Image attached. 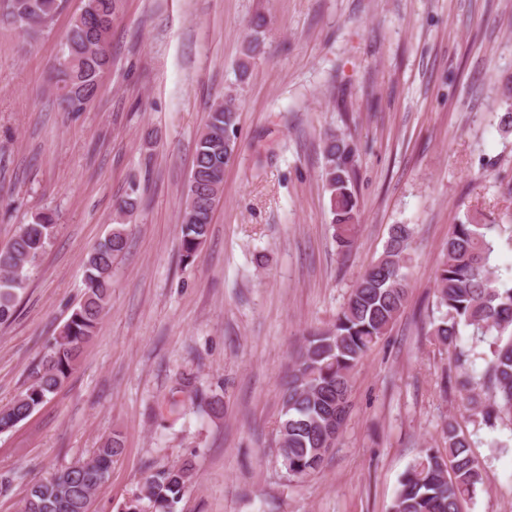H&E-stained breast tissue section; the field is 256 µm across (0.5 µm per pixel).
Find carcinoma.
<instances>
[{
  "mask_svg": "<svg viewBox=\"0 0 512 512\" xmlns=\"http://www.w3.org/2000/svg\"><path fill=\"white\" fill-rule=\"evenodd\" d=\"M62 0H0V25L35 36L53 21ZM120 0H85L82 12L67 29L61 57L53 76L57 99L66 112H80L98 90V77L112 65V20ZM265 20L256 16L244 37L241 75L262 50ZM237 111L230 102L210 108L196 143L184 207L180 215V262L194 263L206 243L211 215L222 195L224 171L237 142ZM355 146L343 134L328 132L322 140V187L328 194L334 237L350 249L358 235V199L355 191ZM141 199L129 187L117 202L121 213H131ZM57 215L36 214L0 249V323L15 314L30 270L52 239ZM494 228L473 214L454 225L443 260L435 274V304L439 316L431 322L430 342L452 351L457 370L454 386L468 406L473 423L493 429L512 423V287L506 288L489 264L493 251L488 232ZM413 230L392 226L382 254L358 278L333 325L306 337L292 361L284 384L281 418L274 452L291 478L319 473L345 422L352 375L370 349L391 331L403 313L412 263ZM125 224H114L107 237L85 260V291L57 337L34 368L33 383L12 403L0 409V433L12 430L44 404L70 375L84 345L107 308L112 294V268L128 247ZM472 329V344L463 345V331ZM489 352L478 357L486 367L478 372L472 354L483 342ZM443 450L429 448L405 470L391 512H463V502L489 480L475 456L472 434L455 417L442 424ZM116 433L95 449L83 468L62 466L57 479L31 482L21 501V512H90L94 493L108 480L112 464L122 454ZM196 476L192 461L163 467L147 476L136 503L153 512H175Z\"/></svg>",
  "mask_w": 512,
  "mask_h": 512,
  "instance_id": "carcinoma-1",
  "label": "carcinoma"
}]
</instances>
